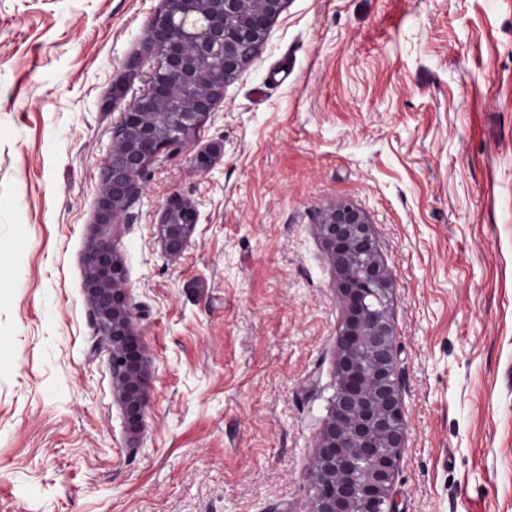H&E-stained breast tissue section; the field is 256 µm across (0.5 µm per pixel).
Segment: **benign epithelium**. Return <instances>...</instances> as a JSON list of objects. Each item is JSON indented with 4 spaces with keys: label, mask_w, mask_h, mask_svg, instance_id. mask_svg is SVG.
Returning <instances> with one entry per match:
<instances>
[{
    "label": "benign epithelium",
    "mask_w": 512,
    "mask_h": 512,
    "mask_svg": "<svg viewBox=\"0 0 512 512\" xmlns=\"http://www.w3.org/2000/svg\"><path fill=\"white\" fill-rule=\"evenodd\" d=\"M286 0H163L151 29L145 93L123 112L105 159L99 223H128L130 203L142 193L138 176L165 149L192 141L247 62L248 47L263 41ZM141 74L131 60L115 82ZM197 223L189 202L163 211L160 237L170 258L186 249ZM321 240L336 275L344 309L334 393L319 433L310 477L313 512H395L391 488L404 447L406 423L397 373L395 329L388 298L394 277L382 257L365 210L337 200L319 215ZM86 291L112 356L113 389L132 431L143 421L149 381L136 307L112 236L92 240L84 253Z\"/></svg>",
    "instance_id": "benign-epithelium-1"
}]
</instances>
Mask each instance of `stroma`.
Wrapping results in <instances>:
<instances>
[{
    "mask_svg": "<svg viewBox=\"0 0 512 512\" xmlns=\"http://www.w3.org/2000/svg\"><path fill=\"white\" fill-rule=\"evenodd\" d=\"M162 0H0V512H313L344 198L392 269L396 512H512V0H287L114 246L148 349L126 426L85 291L112 84ZM220 143L210 168L196 156ZM198 220L163 252L170 200ZM178 212L180 224H173L171 216ZM197 223V210L189 202L174 200L163 211L160 221V237L163 249L170 258L179 257L186 249Z\"/></svg>",
    "mask_w": 512,
    "mask_h": 512,
    "instance_id": "1",
    "label": "stroma"
}]
</instances>
